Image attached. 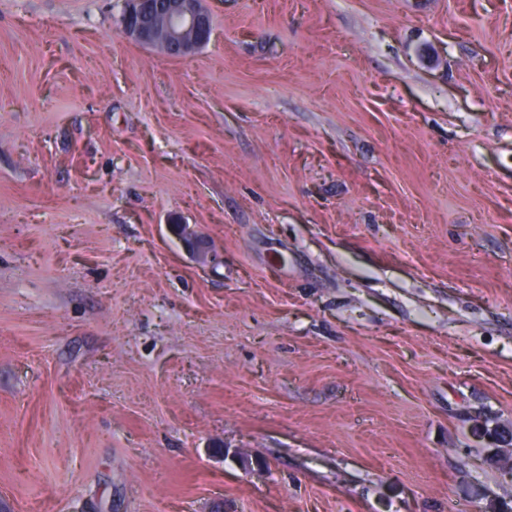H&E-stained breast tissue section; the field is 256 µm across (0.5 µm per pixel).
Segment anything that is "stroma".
I'll return each mask as SVG.
<instances>
[{"instance_id":"obj_1","label":"stroma","mask_w":512,"mask_h":512,"mask_svg":"<svg viewBox=\"0 0 512 512\" xmlns=\"http://www.w3.org/2000/svg\"><path fill=\"white\" fill-rule=\"evenodd\" d=\"M204 5L0 0V512H512V0ZM122 36L188 59L210 41L213 26L203 0H123Z\"/></svg>"}]
</instances>
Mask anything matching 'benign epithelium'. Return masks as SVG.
<instances>
[{"label": "benign epithelium", "instance_id": "7a95c632", "mask_svg": "<svg viewBox=\"0 0 512 512\" xmlns=\"http://www.w3.org/2000/svg\"><path fill=\"white\" fill-rule=\"evenodd\" d=\"M119 31L142 45L188 59L210 41L213 26L203 0H124Z\"/></svg>", "mask_w": 512, "mask_h": 512}]
</instances>
